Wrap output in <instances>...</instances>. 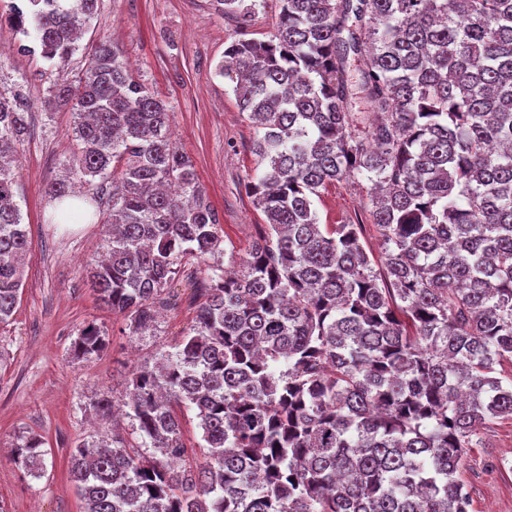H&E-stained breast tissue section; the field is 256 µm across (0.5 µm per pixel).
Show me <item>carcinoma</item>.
Returning <instances> with one entry per match:
<instances>
[{
    "instance_id": "carcinoma-1",
    "label": "carcinoma",
    "mask_w": 512,
    "mask_h": 512,
    "mask_svg": "<svg viewBox=\"0 0 512 512\" xmlns=\"http://www.w3.org/2000/svg\"><path fill=\"white\" fill-rule=\"evenodd\" d=\"M31 3L22 50L56 61L70 170L112 178L95 291L146 329L183 258L224 253L219 215L119 46L101 38L69 70L99 0ZM218 3L244 21L264 6ZM216 70L256 129L249 194L267 224L240 262L207 266L177 350L133 373L122 402L141 445L74 448L86 512H469L466 451L512 418L497 376L512 363V0H279L270 38L232 42ZM31 109L0 90V323L29 247L10 159ZM360 178L378 260L363 225L314 209L327 184ZM46 193L61 222L83 220L68 179ZM105 346L92 323L73 350ZM174 404L198 419L197 470L164 463L186 454ZM43 445L18 438L16 466L40 475Z\"/></svg>"
}]
</instances>
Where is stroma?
<instances>
[{"label": "stroma", "mask_w": 512, "mask_h": 512, "mask_svg": "<svg viewBox=\"0 0 512 512\" xmlns=\"http://www.w3.org/2000/svg\"><path fill=\"white\" fill-rule=\"evenodd\" d=\"M278 13V0H266L243 26L223 15L217 0H99L85 33L119 44L134 77L169 104L173 140L192 160L219 214L223 246L237 260L266 217L247 190L257 172L255 131L216 67L235 39H268ZM55 76L50 61L21 53L9 27H0V88L21 89L33 105L29 135L17 150L21 163L13 169L30 247L21 302L0 323V512H85L69 460L79 442L111 436L95 416V403L107 392L122 397L138 368L173 351L198 303L197 281L178 273L169 306L150 329L135 333L98 301L86 264L104 250V227L95 218L58 223L45 193L72 156L71 113L45 108ZM369 187L365 180L332 182L314 208L320 223L364 225L365 247L376 254L382 240L370 222ZM91 323L104 331L107 346L84 360L71 346ZM25 431L45 440L42 477L24 474L10 460ZM457 477L469 491V512H512V419L482 434Z\"/></svg>", "instance_id": "1"}]
</instances>
